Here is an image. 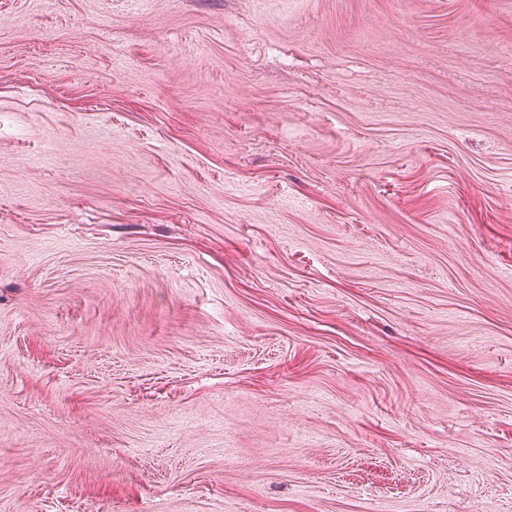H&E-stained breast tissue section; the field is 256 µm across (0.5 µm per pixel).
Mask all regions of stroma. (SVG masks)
Segmentation results:
<instances>
[{"label": "stroma", "instance_id": "obj_1", "mask_svg": "<svg viewBox=\"0 0 512 512\" xmlns=\"http://www.w3.org/2000/svg\"><path fill=\"white\" fill-rule=\"evenodd\" d=\"M0 512H512V0H0Z\"/></svg>", "mask_w": 512, "mask_h": 512}]
</instances>
